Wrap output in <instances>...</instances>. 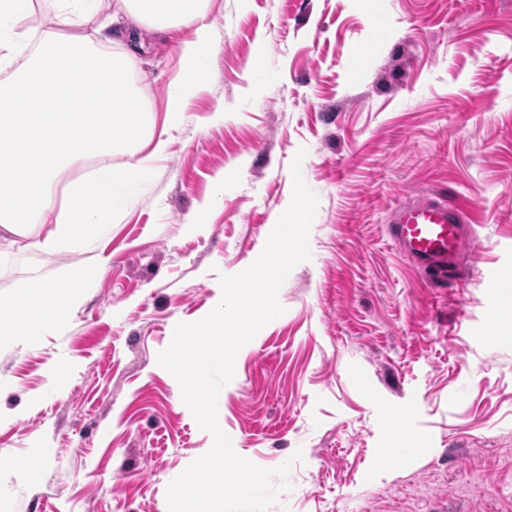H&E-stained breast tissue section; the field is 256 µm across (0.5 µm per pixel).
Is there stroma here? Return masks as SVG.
I'll return each mask as SVG.
<instances>
[{"label": "stroma", "mask_w": 512, "mask_h": 512, "mask_svg": "<svg viewBox=\"0 0 512 512\" xmlns=\"http://www.w3.org/2000/svg\"><path fill=\"white\" fill-rule=\"evenodd\" d=\"M210 10L208 79L99 242L95 287L62 330L0 340V512H168L213 436L158 355L261 254L300 151L319 201L310 257L217 400L238 455L292 464L268 512H512V0ZM177 59L158 36L140 57L156 112ZM426 196L473 206L465 287H430L386 238L388 212ZM83 258H0V300Z\"/></svg>", "instance_id": "obj_1"}]
</instances>
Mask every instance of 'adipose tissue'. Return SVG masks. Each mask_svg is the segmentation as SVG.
Masks as SVG:
<instances>
[{
  "label": "adipose tissue",
  "mask_w": 512,
  "mask_h": 512,
  "mask_svg": "<svg viewBox=\"0 0 512 512\" xmlns=\"http://www.w3.org/2000/svg\"><path fill=\"white\" fill-rule=\"evenodd\" d=\"M178 79L163 114L132 74L146 32L178 36ZM210 0H0V239L7 250H85L112 229L116 204L148 186L207 77L216 47ZM104 163L58 186L82 156ZM109 261L97 253L64 267L60 284L18 285L20 305L0 303V335L36 341L64 322Z\"/></svg>",
  "instance_id": "ef3b65f1"
}]
</instances>
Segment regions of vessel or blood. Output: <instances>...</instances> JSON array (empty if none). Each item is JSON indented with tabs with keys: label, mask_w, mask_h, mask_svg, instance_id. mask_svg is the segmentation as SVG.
<instances>
[{
	"label": "vessel or blood",
	"mask_w": 512,
	"mask_h": 512,
	"mask_svg": "<svg viewBox=\"0 0 512 512\" xmlns=\"http://www.w3.org/2000/svg\"><path fill=\"white\" fill-rule=\"evenodd\" d=\"M468 205L462 200L433 198L394 208L385 234L410 264L432 274L434 284L460 280Z\"/></svg>",
	"instance_id": "obj_1"
}]
</instances>
